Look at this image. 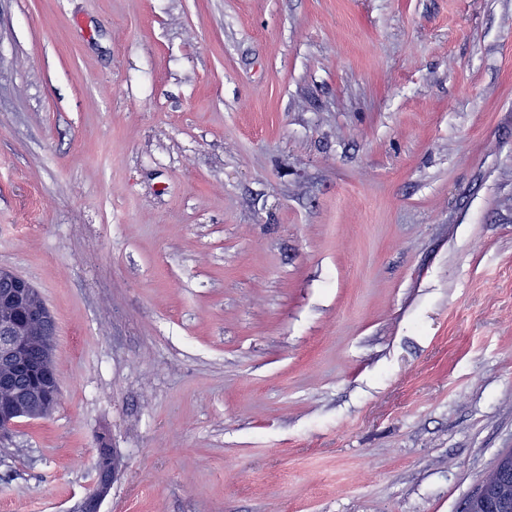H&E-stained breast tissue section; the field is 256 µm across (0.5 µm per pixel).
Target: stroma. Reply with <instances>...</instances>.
Returning a JSON list of instances; mask_svg holds the SVG:
<instances>
[{
	"label": "stroma",
	"mask_w": 512,
	"mask_h": 512,
	"mask_svg": "<svg viewBox=\"0 0 512 512\" xmlns=\"http://www.w3.org/2000/svg\"><path fill=\"white\" fill-rule=\"evenodd\" d=\"M0 267L57 323L0 512H461L512 448V0H0ZM99 451L100 464L96 468L93 489L84 497L79 512H100L102 501L108 495L119 474L117 456L112 448L103 446Z\"/></svg>",
	"instance_id": "35a3bbf8"
}]
</instances>
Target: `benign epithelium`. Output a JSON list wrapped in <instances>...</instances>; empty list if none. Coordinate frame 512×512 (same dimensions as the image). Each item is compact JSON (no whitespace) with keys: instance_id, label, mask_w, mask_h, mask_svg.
<instances>
[{"instance_id":"obj_1","label":"benign epithelium","mask_w":512,"mask_h":512,"mask_svg":"<svg viewBox=\"0 0 512 512\" xmlns=\"http://www.w3.org/2000/svg\"><path fill=\"white\" fill-rule=\"evenodd\" d=\"M0 440L7 438L23 416L36 417L57 401L58 380L52 344L56 321L42 304L38 290L25 278L0 268ZM93 489L79 512H100L119 474L115 452L99 451Z\"/></svg>"}]
</instances>
